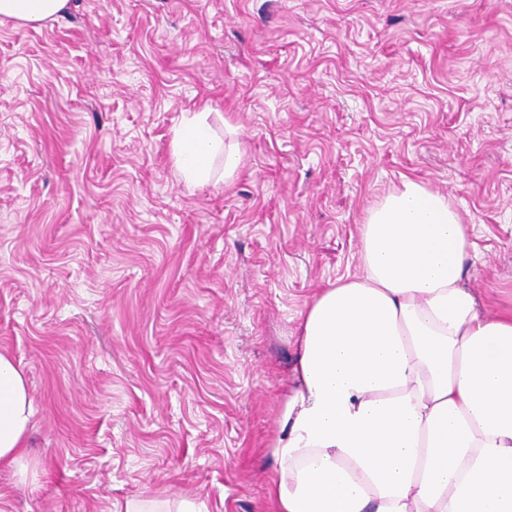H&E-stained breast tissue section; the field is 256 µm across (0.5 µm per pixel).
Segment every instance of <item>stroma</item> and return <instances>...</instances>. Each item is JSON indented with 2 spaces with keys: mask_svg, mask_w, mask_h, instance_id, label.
I'll return each instance as SVG.
<instances>
[{
  "mask_svg": "<svg viewBox=\"0 0 512 512\" xmlns=\"http://www.w3.org/2000/svg\"><path fill=\"white\" fill-rule=\"evenodd\" d=\"M239 128L188 187L172 129ZM411 178L512 311V0H70L0 18V352L34 417L0 512H270L299 314ZM70 0H0V16L21 23H40L64 16ZM209 117V112H184L173 129L175 169L181 179L195 186L232 179L244 156L237 127H227L226 142V132L225 139L212 132ZM217 158L224 161V171L218 176L214 168ZM202 508L191 500L171 503L169 500L153 498L130 499L125 503V512H203Z\"/></svg>",
  "mask_w": 512,
  "mask_h": 512,
  "instance_id": "1",
  "label": "stroma"
}]
</instances>
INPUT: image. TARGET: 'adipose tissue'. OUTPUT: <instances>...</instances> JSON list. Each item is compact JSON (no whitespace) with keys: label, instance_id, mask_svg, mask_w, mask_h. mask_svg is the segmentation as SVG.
<instances>
[{"label":"adipose tissue","instance_id":"adipose-tissue-1","mask_svg":"<svg viewBox=\"0 0 512 512\" xmlns=\"http://www.w3.org/2000/svg\"><path fill=\"white\" fill-rule=\"evenodd\" d=\"M69 7L0 0V16L40 23ZM227 133H213L208 113H183L179 177L232 179L244 151ZM359 232L362 274L300 314L271 443L274 512H512V312H480L464 286L456 209L408 179ZM32 416L23 372L0 353V464L21 463Z\"/></svg>","mask_w":512,"mask_h":512}]
</instances>
